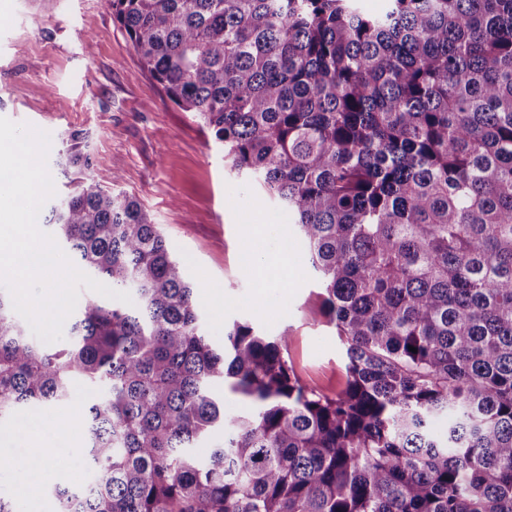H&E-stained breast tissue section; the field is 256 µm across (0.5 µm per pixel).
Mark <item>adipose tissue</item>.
I'll return each mask as SVG.
<instances>
[{
	"instance_id": "obj_1",
	"label": "adipose tissue",
	"mask_w": 512,
	"mask_h": 512,
	"mask_svg": "<svg viewBox=\"0 0 512 512\" xmlns=\"http://www.w3.org/2000/svg\"><path fill=\"white\" fill-rule=\"evenodd\" d=\"M13 434L22 435L30 445V452L20 471L21 489L27 500V512H42V491L46 486L65 478L51 449L42 446L38 435L25 424H17Z\"/></svg>"
}]
</instances>
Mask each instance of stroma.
Returning a JSON list of instances; mask_svg holds the SVG:
<instances>
[{
    "label": "stroma",
    "mask_w": 512,
    "mask_h": 512,
    "mask_svg": "<svg viewBox=\"0 0 512 512\" xmlns=\"http://www.w3.org/2000/svg\"><path fill=\"white\" fill-rule=\"evenodd\" d=\"M0 16L8 20L0 27V117L49 133L56 192L78 177L63 159L80 132L94 181L136 197L163 229L214 342L236 321L271 338L288 332L302 381L328 395L342 388L344 352L287 211L228 174L222 149L144 67L110 0H0ZM249 224L266 225V237L245 238ZM283 244L287 266L272 261L251 272L247 252ZM56 415L30 409L24 418L87 480L84 430L61 429Z\"/></svg>",
    "instance_id": "obj_1"
}]
</instances>
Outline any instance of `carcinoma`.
Returning a JSON list of instances; mask_svg holds the SVG:
<instances>
[{"label": "carcinoma", "mask_w": 512, "mask_h": 512, "mask_svg": "<svg viewBox=\"0 0 512 512\" xmlns=\"http://www.w3.org/2000/svg\"><path fill=\"white\" fill-rule=\"evenodd\" d=\"M110 2L229 171L288 210L347 380L303 383L286 331L215 345L164 234L74 146L45 226L137 303L91 297L40 344L0 292V427L85 392L89 478L48 488L56 512H512V0ZM218 382L250 411L224 417Z\"/></svg>", "instance_id": "carcinoma-1"}]
</instances>
